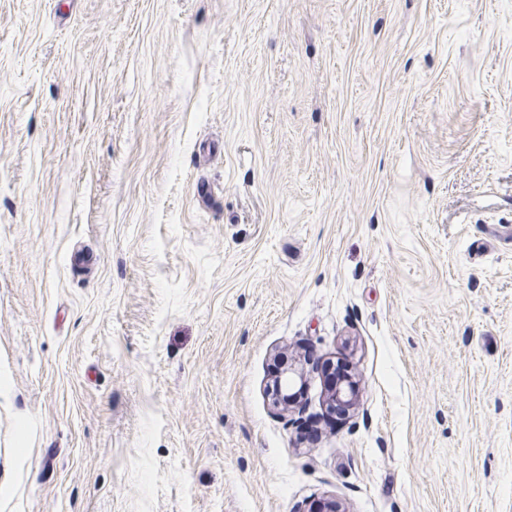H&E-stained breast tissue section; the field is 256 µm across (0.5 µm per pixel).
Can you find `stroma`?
<instances>
[{"instance_id": "35a3bbf8", "label": "stroma", "mask_w": 512, "mask_h": 512, "mask_svg": "<svg viewBox=\"0 0 512 512\" xmlns=\"http://www.w3.org/2000/svg\"><path fill=\"white\" fill-rule=\"evenodd\" d=\"M331 497L512 512V0H0V512ZM296 378L302 383V374L289 367L282 369L272 382L268 391L274 407L287 411L297 408V401H294V393L292 392ZM356 399L357 384L348 377L327 389L326 406L332 410H352L356 405Z\"/></svg>"}]
</instances>
